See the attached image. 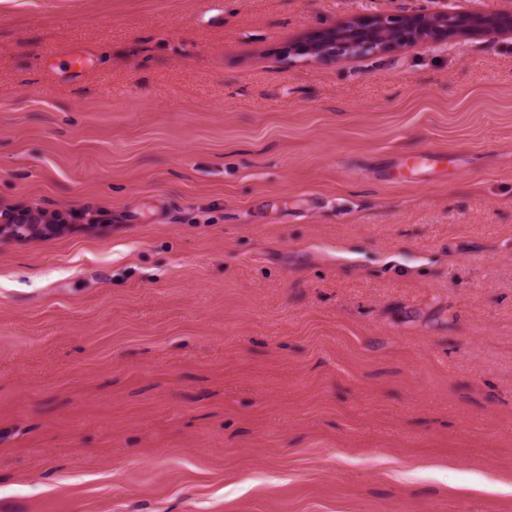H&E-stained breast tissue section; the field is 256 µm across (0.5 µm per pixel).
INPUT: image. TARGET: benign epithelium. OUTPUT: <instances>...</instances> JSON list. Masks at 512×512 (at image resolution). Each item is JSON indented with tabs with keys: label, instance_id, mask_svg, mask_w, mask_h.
<instances>
[{
	"label": "benign epithelium",
	"instance_id": "benign-epithelium-1",
	"mask_svg": "<svg viewBox=\"0 0 512 512\" xmlns=\"http://www.w3.org/2000/svg\"><path fill=\"white\" fill-rule=\"evenodd\" d=\"M488 26L512 32V15L465 17L458 13L435 12L396 21L385 15L360 17L351 23L324 31L307 44L316 57L341 50L349 55L384 52L405 42L436 43L452 35H462ZM59 216L47 212L21 211L0 215V232L15 236H39L56 229Z\"/></svg>",
	"mask_w": 512,
	"mask_h": 512
}]
</instances>
